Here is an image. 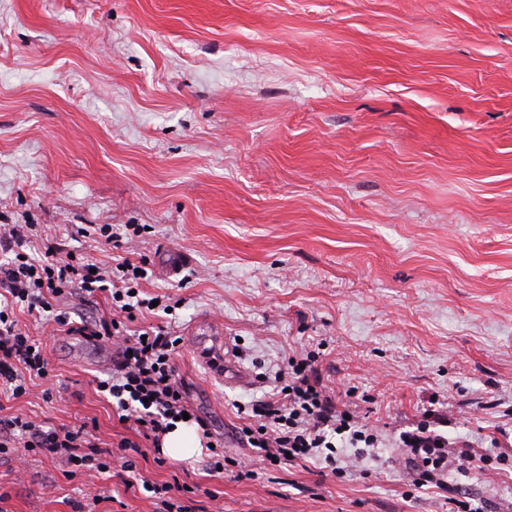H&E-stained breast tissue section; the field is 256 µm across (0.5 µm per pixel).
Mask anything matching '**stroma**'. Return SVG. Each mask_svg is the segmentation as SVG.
<instances>
[{"label":"stroma","instance_id":"1","mask_svg":"<svg viewBox=\"0 0 512 512\" xmlns=\"http://www.w3.org/2000/svg\"><path fill=\"white\" fill-rule=\"evenodd\" d=\"M3 224L106 271L144 263L171 305L134 325L180 337L177 380L224 456L135 457L136 478L186 483L174 505L199 488L208 512H447L396 438L428 408L452 438L512 432V0H0ZM16 318L48 376L0 412L132 437L96 389L97 343ZM213 333L221 378L194 343ZM304 348L381 439L337 449V475L239 440ZM65 469L0 462L7 512L154 510L121 458ZM448 484L512 512V458Z\"/></svg>","mask_w":512,"mask_h":512}]
</instances>
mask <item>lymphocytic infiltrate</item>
Segmentation results:
<instances>
[{
	"label": "lymphocytic infiltrate",
	"instance_id": "lymphocytic-infiltrate-1",
	"mask_svg": "<svg viewBox=\"0 0 512 512\" xmlns=\"http://www.w3.org/2000/svg\"><path fill=\"white\" fill-rule=\"evenodd\" d=\"M33 231V225L15 224L0 242V250L8 254L0 262V386L20 395L26 391L27 379L48 374L45 350L22 332L14 318L15 306L51 313L53 322L69 333L115 340L112 375L99 381L98 390L109 395L116 409L133 420L139 439L134 442L124 438L104 449L96 443L91 423L55 428L15 415L0 419V455L19 444L33 455L100 471L106 467L105 456H125L128 450L137 449L139 441L159 446L176 416L189 409L169 363L178 337L161 327L142 336L130 333L128 322L135 320L137 312L152 307L151 300L136 293L139 275L134 263L128 261L109 272L96 273L88 260L58 258L51 245L38 259L27 253ZM105 292L119 301L124 321L117 323L103 317L92 323H78L71 321L69 313L53 308L56 299L67 295L93 297ZM277 380L268 399L254 405L256 424L243 438L263 460L300 466L314 462L332 470L337 462L332 453L336 436H343L348 447L361 456L378 447L377 435L369 433L357 418H346L340 410L334 391L323 383L313 354L290 358ZM441 421L437 411H425L416 428L400 436V445L409 454L415 487L447 489L449 470L482 473L492 461L490 449H475L466 439L449 441L438 430Z\"/></svg>",
	"mask_w": 512,
	"mask_h": 512
}]
</instances>
